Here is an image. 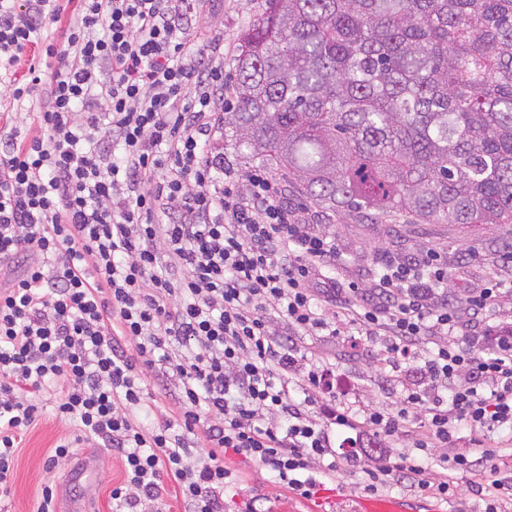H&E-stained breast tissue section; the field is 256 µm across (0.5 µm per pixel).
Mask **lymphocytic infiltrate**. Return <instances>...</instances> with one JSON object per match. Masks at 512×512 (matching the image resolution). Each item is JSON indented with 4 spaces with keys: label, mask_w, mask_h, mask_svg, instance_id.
Instances as JSON below:
<instances>
[{
    "label": "lymphocytic infiltrate",
    "mask_w": 512,
    "mask_h": 512,
    "mask_svg": "<svg viewBox=\"0 0 512 512\" xmlns=\"http://www.w3.org/2000/svg\"><path fill=\"white\" fill-rule=\"evenodd\" d=\"M210 2L0 0V497L63 379L55 416L76 436L45 468L102 441L124 467L113 512H166L170 492L183 512H223L233 458L305 499L345 467L368 495L446 498L463 469L501 512L512 483L492 435L512 430V325L459 328L504 288L448 298L433 251L388 257L371 287L341 282L334 237L272 175L226 172L211 149L224 41L183 37ZM351 328L406 366L394 410L337 402L334 371L298 359L295 337ZM156 390L178 412L147 428ZM397 436L403 451L367 449Z\"/></svg>",
    "instance_id": "lymphocytic-infiltrate-1"
}]
</instances>
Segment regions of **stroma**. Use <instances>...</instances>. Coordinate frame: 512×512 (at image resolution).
Wrapping results in <instances>:
<instances>
[{
	"label": "stroma",
	"instance_id": "obj_1",
	"mask_svg": "<svg viewBox=\"0 0 512 512\" xmlns=\"http://www.w3.org/2000/svg\"><path fill=\"white\" fill-rule=\"evenodd\" d=\"M263 5L264 0H215L210 28L198 29L193 20L187 24L188 34L198 45H205L216 35L224 39L225 109H232L235 101L232 86L239 36L261 13ZM286 197L289 206L308 212L314 223L330 225L342 256L337 271L347 280L369 284L377 279L385 256L417 257L431 248L440 253L449 269L462 271L448 283L455 298H465L470 289L482 287L492 271L504 284L512 285V267L500 264L504 256L512 254V224H495L475 232L455 224H411L401 218L373 224L353 212H324L293 188L288 189ZM296 343L300 356L333 369L340 382L337 401H357L378 410L393 407L402 389L403 374L380 366V345L365 341L355 347L347 336H303ZM73 434V427L57 419L52 411L39 417L16 454L12 489L8 497L0 499V512H36L43 476L55 481L70 468L65 462L47 474L44 462L59 439ZM99 453L97 476L88 488L71 490L70 497L79 500L91 496L96 512H112L110 491L123 476L122 464L112 449L103 447ZM235 467L240 479L224 490V512H240L246 502L257 512H312L313 500L287 492L257 466L239 461ZM452 482L454 495L445 500L424 497L402 486L389 489L388 494L404 500L410 512H484L485 503L472 491L469 472H453Z\"/></svg>",
	"mask_w": 512,
	"mask_h": 512
}]
</instances>
